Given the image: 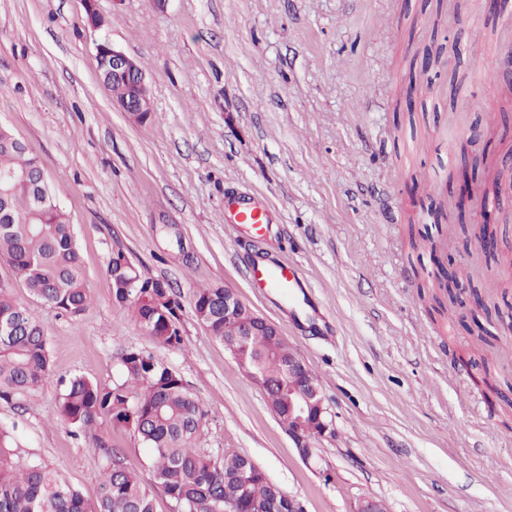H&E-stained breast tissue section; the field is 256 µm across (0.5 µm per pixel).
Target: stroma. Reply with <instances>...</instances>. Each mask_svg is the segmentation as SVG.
<instances>
[{"label": "stroma", "instance_id": "stroma-1", "mask_svg": "<svg viewBox=\"0 0 512 512\" xmlns=\"http://www.w3.org/2000/svg\"><path fill=\"white\" fill-rule=\"evenodd\" d=\"M0 0V124L38 158L71 217L92 304L76 319L18 281L14 300L41 323L51 372L21 404L0 401V426L26 457L57 469L86 502L100 495V452L60 420L61 379L119 377L123 349L153 350L201 402L204 448L250 456L304 512H512L511 340L484 314L432 319L421 268L478 257L476 240L432 232L409 254L406 225H431L417 183L439 195L465 166L475 115L450 106L473 96L499 109L507 85L494 54L512 11L485 0ZM395 28L394 41L377 30ZM143 63L152 112L142 123L112 104L95 43ZM455 44L458 70L436 67L437 91L407 94L426 46ZM476 177L499 181V243L512 249V151L502 126ZM396 184L397 223L377 201ZM236 195L276 229L258 238L224 215ZM124 252L143 277L168 282L182 304L177 348L153 345L113 299L106 268ZM293 260L305 298L267 295L251 255ZM235 289L274 322L317 379L332 434L304 461L265 392L195 317L194 289ZM495 359L503 387L483 392L475 347ZM126 465L148 475L132 429H95Z\"/></svg>", "mask_w": 512, "mask_h": 512}]
</instances>
